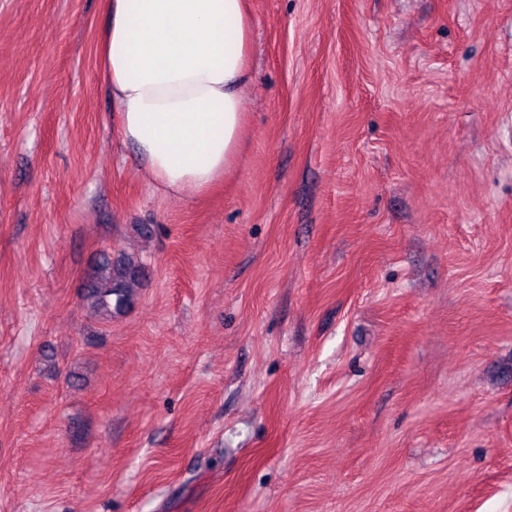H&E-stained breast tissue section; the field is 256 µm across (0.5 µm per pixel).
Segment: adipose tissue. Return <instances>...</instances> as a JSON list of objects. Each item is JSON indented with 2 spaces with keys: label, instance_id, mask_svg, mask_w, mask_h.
<instances>
[{
  "label": "adipose tissue",
  "instance_id": "1",
  "mask_svg": "<svg viewBox=\"0 0 512 512\" xmlns=\"http://www.w3.org/2000/svg\"><path fill=\"white\" fill-rule=\"evenodd\" d=\"M100 55L123 140L158 190L204 193L232 170L246 125V0H102Z\"/></svg>",
  "mask_w": 512,
  "mask_h": 512
}]
</instances>
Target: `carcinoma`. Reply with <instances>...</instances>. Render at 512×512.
Wrapping results in <instances>:
<instances>
[{
  "label": "carcinoma",
  "instance_id": "1",
  "mask_svg": "<svg viewBox=\"0 0 512 512\" xmlns=\"http://www.w3.org/2000/svg\"><path fill=\"white\" fill-rule=\"evenodd\" d=\"M141 276L142 265L134 257L125 255L114 263L105 256L90 268L83 281L84 300L93 311L110 317L131 304Z\"/></svg>",
  "mask_w": 512,
  "mask_h": 512
}]
</instances>
